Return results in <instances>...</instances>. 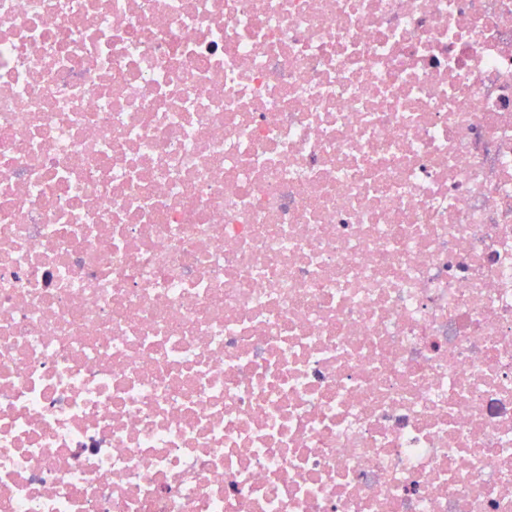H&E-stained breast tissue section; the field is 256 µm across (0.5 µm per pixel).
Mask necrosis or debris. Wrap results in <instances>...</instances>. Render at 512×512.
I'll return each mask as SVG.
<instances>
[{
  "mask_svg": "<svg viewBox=\"0 0 512 512\" xmlns=\"http://www.w3.org/2000/svg\"><path fill=\"white\" fill-rule=\"evenodd\" d=\"M0 512H512V0H0Z\"/></svg>",
  "mask_w": 512,
  "mask_h": 512,
  "instance_id": "obj_1",
  "label": "necrosis or debris"
}]
</instances>
